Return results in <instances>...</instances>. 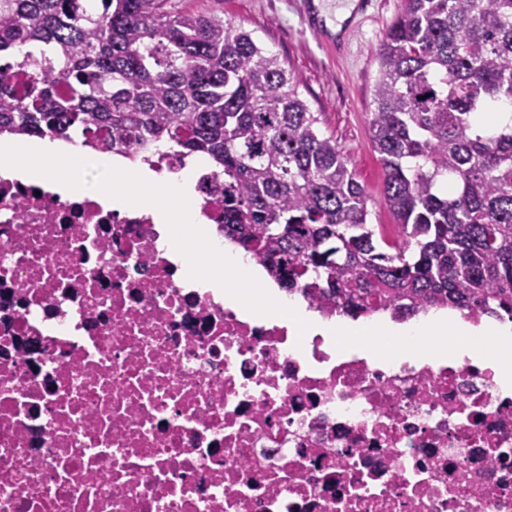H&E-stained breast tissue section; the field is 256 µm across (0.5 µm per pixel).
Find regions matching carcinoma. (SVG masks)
Segmentation results:
<instances>
[{"mask_svg":"<svg viewBox=\"0 0 512 512\" xmlns=\"http://www.w3.org/2000/svg\"><path fill=\"white\" fill-rule=\"evenodd\" d=\"M376 55L393 243L279 57L170 0H0V134L207 158L224 239L338 313L512 320V0H403Z\"/></svg>","mask_w":512,"mask_h":512,"instance_id":"carcinoma-1","label":"carcinoma"}]
</instances>
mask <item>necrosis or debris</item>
Segmentation results:
<instances>
[{"label": "necrosis or debris", "mask_w": 512, "mask_h": 512, "mask_svg": "<svg viewBox=\"0 0 512 512\" xmlns=\"http://www.w3.org/2000/svg\"><path fill=\"white\" fill-rule=\"evenodd\" d=\"M168 234L0 176V512H512L492 368L228 307Z\"/></svg>", "instance_id": "necrosis-or-debris-1"}]
</instances>
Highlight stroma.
Masks as SVG:
<instances>
[{
  "label": "stroma",
  "mask_w": 512,
  "mask_h": 512,
  "mask_svg": "<svg viewBox=\"0 0 512 512\" xmlns=\"http://www.w3.org/2000/svg\"><path fill=\"white\" fill-rule=\"evenodd\" d=\"M177 9L207 11L251 32L264 48L279 56L300 81L299 91L320 127L335 138L357 172L369 197L376 224L391 223L382 203L383 171L368 130L370 89L377 75L376 50L401 0H378L373 16L353 12L344 23L345 46L326 47L313 28L322 14H334L337 0H174Z\"/></svg>",
  "instance_id": "obj_1"
}]
</instances>
